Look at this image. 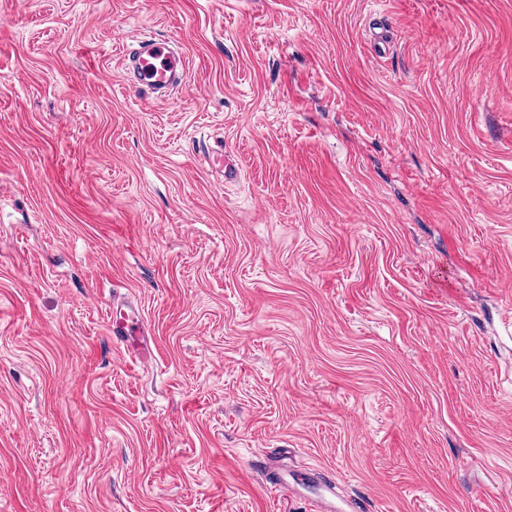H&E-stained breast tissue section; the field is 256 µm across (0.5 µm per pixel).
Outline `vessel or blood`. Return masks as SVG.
<instances>
[{"instance_id": "obj_1", "label": "vessel or blood", "mask_w": 512, "mask_h": 512, "mask_svg": "<svg viewBox=\"0 0 512 512\" xmlns=\"http://www.w3.org/2000/svg\"><path fill=\"white\" fill-rule=\"evenodd\" d=\"M122 67L130 86L149 90L157 99L163 100L183 85L187 60L171 40L146 34L125 49ZM108 319L113 339L123 346L132 360L151 361V352L140 345L145 328L138 310L116 308L109 311Z\"/></svg>"}]
</instances>
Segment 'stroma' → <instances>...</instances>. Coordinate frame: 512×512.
I'll use <instances>...</instances> for the list:
<instances>
[{
    "mask_svg": "<svg viewBox=\"0 0 512 512\" xmlns=\"http://www.w3.org/2000/svg\"><path fill=\"white\" fill-rule=\"evenodd\" d=\"M285 448L512 512V0H0V512H311ZM121 64L130 86L149 90L159 100L179 89L187 73V60L173 42L151 34L126 48ZM109 326L112 339L120 343L132 360L145 363L153 359L151 352L140 346L141 337L144 340V321L140 312L132 307L125 309L113 308L108 312Z\"/></svg>",
    "mask_w": 512,
    "mask_h": 512,
    "instance_id": "stroma-1",
    "label": "stroma"
}]
</instances>
